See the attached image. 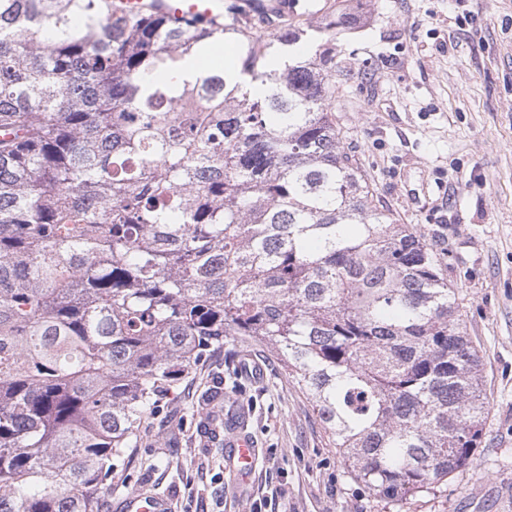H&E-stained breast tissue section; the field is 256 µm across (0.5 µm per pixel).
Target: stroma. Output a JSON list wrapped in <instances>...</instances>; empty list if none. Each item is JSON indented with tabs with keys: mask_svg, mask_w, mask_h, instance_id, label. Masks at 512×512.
<instances>
[{
	"mask_svg": "<svg viewBox=\"0 0 512 512\" xmlns=\"http://www.w3.org/2000/svg\"><path fill=\"white\" fill-rule=\"evenodd\" d=\"M329 5L366 18L336 37L342 142L373 204L420 229L458 291L490 403L482 443L440 487L379 497L352 478L276 353L238 341L189 369L146 420L97 512L134 491L175 512H512V0H289L288 11ZM246 355L261 381L241 375ZM231 404L250 410L262 450L243 492L209 433Z\"/></svg>",
	"mask_w": 512,
	"mask_h": 512,
	"instance_id": "obj_1",
	"label": "stroma"
}]
</instances>
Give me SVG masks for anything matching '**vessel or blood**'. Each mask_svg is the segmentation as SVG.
<instances>
[{
	"label": "vessel or blood",
	"instance_id": "b4317fda",
	"mask_svg": "<svg viewBox=\"0 0 512 512\" xmlns=\"http://www.w3.org/2000/svg\"><path fill=\"white\" fill-rule=\"evenodd\" d=\"M108 16L129 17L146 14L182 20L195 17L218 22L223 20L229 0H102ZM247 415L232 410L224 415L226 465L239 482H247L258 460L257 442L246 433ZM124 512H173L168 501L140 493L129 494L122 502Z\"/></svg>",
	"mask_w": 512,
	"mask_h": 512
}]
</instances>
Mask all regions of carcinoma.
<instances>
[{"label": "carcinoma", "instance_id": "obj_1", "mask_svg": "<svg viewBox=\"0 0 512 512\" xmlns=\"http://www.w3.org/2000/svg\"><path fill=\"white\" fill-rule=\"evenodd\" d=\"M109 18L0 0V512H96L185 372L265 343L344 465L402 499L489 402L442 258L372 205L336 125L331 12ZM236 38L243 67L187 69Z\"/></svg>", "mask_w": 512, "mask_h": 512}]
</instances>
